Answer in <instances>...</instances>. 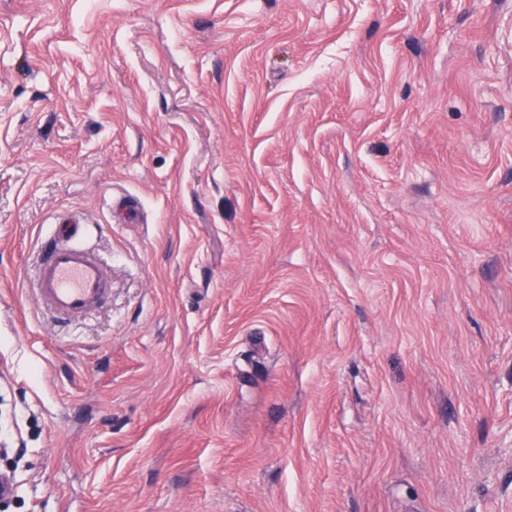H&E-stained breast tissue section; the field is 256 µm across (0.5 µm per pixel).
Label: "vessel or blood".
<instances>
[{"mask_svg": "<svg viewBox=\"0 0 512 512\" xmlns=\"http://www.w3.org/2000/svg\"><path fill=\"white\" fill-rule=\"evenodd\" d=\"M88 225L66 219L40 247L36 301L59 322L72 323L102 307L111 295L108 272L86 244Z\"/></svg>", "mask_w": 512, "mask_h": 512, "instance_id": "b4317fda", "label": "vessel or blood"}]
</instances>
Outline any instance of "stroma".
Instances as JSON below:
<instances>
[{
	"label": "stroma",
	"mask_w": 512,
	"mask_h": 512,
	"mask_svg": "<svg viewBox=\"0 0 512 512\" xmlns=\"http://www.w3.org/2000/svg\"><path fill=\"white\" fill-rule=\"evenodd\" d=\"M66 211L112 274L68 325ZM1 471L0 512H512V0H0ZM89 224L65 219L40 247L36 301L50 316L72 323L102 307L111 295L108 272L86 245Z\"/></svg>",
	"instance_id": "stroma-1"
}]
</instances>
